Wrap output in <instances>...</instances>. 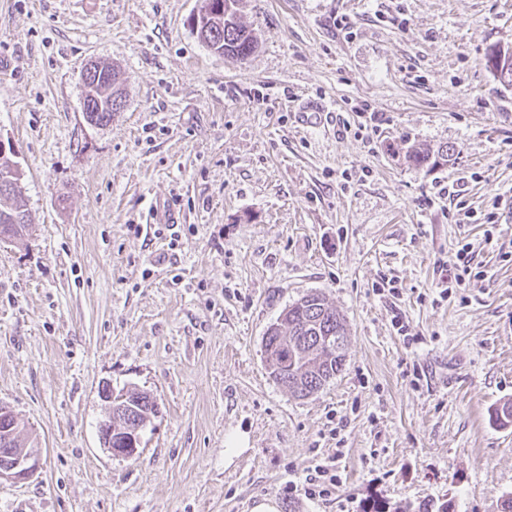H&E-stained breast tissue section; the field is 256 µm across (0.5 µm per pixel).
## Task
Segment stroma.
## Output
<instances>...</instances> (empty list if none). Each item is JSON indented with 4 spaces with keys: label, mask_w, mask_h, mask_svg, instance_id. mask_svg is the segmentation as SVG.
Returning <instances> with one entry per match:
<instances>
[{
    "label": "stroma",
    "mask_w": 512,
    "mask_h": 512,
    "mask_svg": "<svg viewBox=\"0 0 512 512\" xmlns=\"http://www.w3.org/2000/svg\"><path fill=\"white\" fill-rule=\"evenodd\" d=\"M200 5L0 0V141L31 216L0 241V405L41 455L0 481V512H501L512 87L485 53L512 47V0H243V60L199 39ZM92 60L124 88L104 125L83 115ZM302 97L335 123L299 127ZM411 145L452 153L430 170ZM458 180L463 211L438 195ZM157 202L177 240L136 234ZM462 242L477 275L441 296ZM311 291L348 338L336 379L302 399L270 377L263 338ZM105 385L158 403L132 457L102 445ZM238 434L247 449L225 458ZM330 457L336 487L309 496Z\"/></svg>",
    "instance_id": "stroma-1"
}]
</instances>
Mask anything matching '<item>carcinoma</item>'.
Segmentation results:
<instances>
[{
  "instance_id": "obj_1",
  "label": "carcinoma",
  "mask_w": 512,
  "mask_h": 512,
  "mask_svg": "<svg viewBox=\"0 0 512 512\" xmlns=\"http://www.w3.org/2000/svg\"><path fill=\"white\" fill-rule=\"evenodd\" d=\"M224 3L223 26L211 36L215 51L227 57L243 59L256 47V37L238 17L241 0H221ZM115 69L100 66L91 77L94 89L85 92L83 111L89 122L104 125L114 112ZM448 149L428 152L412 148L406 159L417 167H435L448 161ZM11 156L0 157V234L16 241L25 236L30 224L22 190L15 186ZM346 320L328 304L324 295L312 291L286 306L266 330L264 354L273 379L294 395L307 398L322 390L336 378L344 366L345 352L331 346L346 338ZM122 413L112 416V447L128 448L131 434L143 428L158 413V404L151 394L128 391L118 403Z\"/></svg>"
}]
</instances>
